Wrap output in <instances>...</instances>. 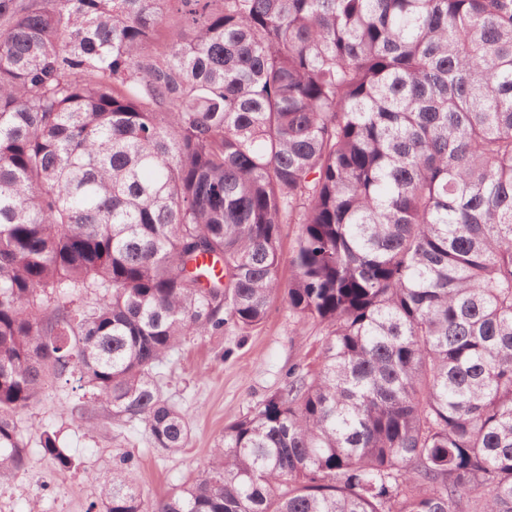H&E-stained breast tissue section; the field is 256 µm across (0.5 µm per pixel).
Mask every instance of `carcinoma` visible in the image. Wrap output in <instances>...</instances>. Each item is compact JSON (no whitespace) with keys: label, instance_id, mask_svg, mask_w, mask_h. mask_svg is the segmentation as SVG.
<instances>
[{"label":"carcinoma","instance_id":"carcinoma-1","mask_svg":"<svg viewBox=\"0 0 512 512\" xmlns=\"http://www.w3.org/2000/svg\"><path fill=\"white\" fill-rule=\"evenodd\" d=\"M278 299L318 367L103 512H512V0H0V478L65 377L181 451L158 368Z\"/></svg>","mask_w":512,"mask_h":512}]
</instances>
